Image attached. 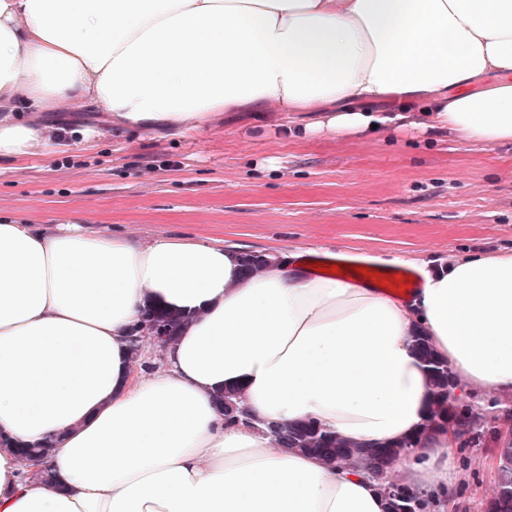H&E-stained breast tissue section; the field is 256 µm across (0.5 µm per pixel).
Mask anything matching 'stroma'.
I'll return each mask as SVG.
<instances>
[{
  "label": "stroma",
  "instance_id": "35a3bbf8",
  "mask_svg": "<svg viewBox=\"0 0 512 512\" xmlns=\"http://www.w3.org/2000/svg\"><path fill=\"white\" fill-rule=\"evenodd\" d=\"M73 133L52 154L0 161V219L144 242L188 234L300 259L349 254L419 268L472 253L512 252V143L393 129L376 139L315 131L293 137L280 113L225 112L178 131L113 127L88 105L42 113ZM94 129L85 137V129ZM483 443L455 448L467 479L455 512L492 496Z\"/></svg>",
  "mask_w": 512,
  "mask_h": 512
}]
</instances>
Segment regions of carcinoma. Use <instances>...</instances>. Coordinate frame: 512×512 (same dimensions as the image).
<instances>
[{"label":"carcinoma","instance_id":"cac0c4a2","mask_svg":"<svg viewBox=\"0 0 512 512\" xmlns=\"http://www.w3.org/2000/svg\"><path fill=\"white\" fill-rule=\"evenodd\" d=\"M186 317L179 312L161 306L150 308L143 320L141 330H147L148 324L159 326L165 332L168 344L175 340ZM455 385V376L442 362H437L433 374L434 403L428 418V426L448 423V415L467 416L471 409L466 405H455L450 401L449 388ZM225 420L229 423L249 422L248 415L242 412L243 404L237 393L228 391L221 397ZM274 433L276 444L288 450L312 453L329 465L358 466L364 463H376L384 469L392 464L397 450L394 444L364 445L338 434L324 430L314 421L298 422L280 427L268 425ZM382 484L392 490L385 495L387 512H424L425 504L405 484L387 479ZM490 504L495 512H512V446L501 449V464L497 475V486Z\"/></svg>","mask_w":512,"mask_h":512}]
</instances>
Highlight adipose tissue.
I'll use <instances>...</instances> for the list:
<instances>
[{
	"label": "adipose tissue",
	"mask_w": 512,
	"mask_h": 512,
	"mask_svg": "<svg viewBox=\"0 0 512 512\" xmlns=\"http://www.w3.org/2000/svg\"><path fill=\"white\" fill-rule=\"evenodd\" d=\"M87 103L115 126H201L269 110L339 135L417 127L512 142V0H0V160ZM386 295L281 251L258 273L239 248L149 243L68 224L0 222V512H386L368 467L329 466L247 424L313 420L399 444L420 498L464 473L457 428L427 430V338L467 392L512 402V253H475ZM187 321L165 365L134 363L147 307ZM52 441V483L18 449ZM221 404L224 408V417L225 420L229 423H241L246 422L249 423L250 416L246 415L242 412L243 404L239 401V397L237 393L233 391H228L224 393V395L220 398ZM248 416L250 419H248Z\"/></svg>",
	"instance_id": "1"
}]
</instances>
